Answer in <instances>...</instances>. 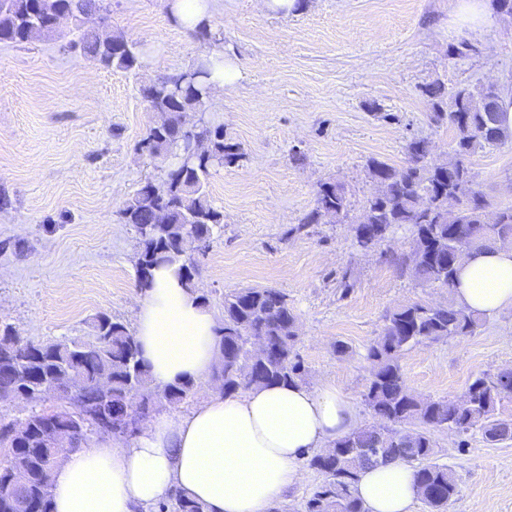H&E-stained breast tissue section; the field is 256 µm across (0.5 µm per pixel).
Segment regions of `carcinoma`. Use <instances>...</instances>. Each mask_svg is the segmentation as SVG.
<instances>
[{
    "label": "carcinoma",
    "instance_id": "obj_1",
    "mask_svg": "<svg viewBox=\"0 0 512 512\" xmlns=\"http://www.w3.org/2000/svg\"><path fill=\"white\" fill-rule=\"evenodd\" d=\"M78 21L97 14L108 20L104 0H0V42L24 44L32 39H51L59 32L56 14ZM71 47L97 64L124 71L141 67L137 43L119 35H102L93 29L79 31ZM209 68L194 62L140 87L152 111L164 115L161 124L149 129L140 149L168 164L165 180L145 183L122 209V219L134 229L140 243L136 267L139 288L149 285L151 271L173 266L186 285H197V242L211 241L224 223V214L209 199V178L217 168L238 156L224 143V129L201 124L188 128L187 112H204L210 96ZM434 119L456 129L448 160L431 165L430 143L413 139L406 146L408 161L400 169L373 160L371 177L380 185L368 199L360 221L353 228L357 245L371 249L399 224L411 226L413 249L402 260L413 277L428 286L453 287L469 246L489 248L505 227L512 228V207L501 209L495 222L486 221L487 202L475 187L469 157L477 150L508 141L499 125V109L487 110L485 98L499 103L491 87L473 93L459 90L447 95L445 87L426 89ZM462 201L448 217V198ZM347 208L344 188L321 185L315 206L304 214L299 228L340 218ZM484 314L446 303L398 304L384 316L381 333L370 345L366 405L376 420L336 441L329 452L307 456L308 466L324 477L323 485L306 502L304 512H366L355 494L361 469L402 461L414 469L418 495L429 512H448L458 496L452 469L434 459L439 431L464 436L477 432L488 443L512 440V415L501 411L512 401V391L501 385L502 371L484 375L454 399L422 398L407 385L399 363L408 347L440 339L467 336L480 326ZM297 315L288 296L276 288L234 289L224 294L223 323L217 330L221 355L216 372L218 387L232 395L251 387L302 381L304 365L295 345ZM257 337L266 349L256 354L248 340ZM16 333L0 324V403L18 389V376H26L24 392L31 408L7 453L8 465L0 467V512H52L51 498L43 485L55 461L51 448L75 447L95 432V418L86 412L98 406L115 422L132 410L151 411L158 402L177 406L191 396L192 380L164 388L153 385L134 333L106 315L97 318L89 340L64 337L15 346ZM71 378L76 395L55 410L38 408L42 387L54 380ZM174 512H203L199 503L177 494L170 505ZM160 505V510L170 507Z\"/></svg>",
    "mask_w": 512,
    "mask_h": 512
}]
</instances>
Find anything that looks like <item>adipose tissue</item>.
<instances>
[{"mask_svg":"<svg viewBox=\"0 0 512 512\" xmlns=\"http://www.w3.org/2000/svg\"><path fill=\"white\" fill-rule=\"evenodd\" d=\"M486 314L512 309V246L463 261L454 288ZM215 314L174 268L154 270L135 336L158 386L207 380L219 360ZM360 425L356 406L325 382L212 391L188 415L151 416L130 442L110 438L69 455L52 472L53 512H150L173 492L205 512H270L301 480L299 462ZM356 494L366 512H411L413 471L395 461L363 469Z\"/></svg>","mask_w":512,"mask_h":512,"instance_id":"obj_1","label":"adipose tissue"}]
</instances>
